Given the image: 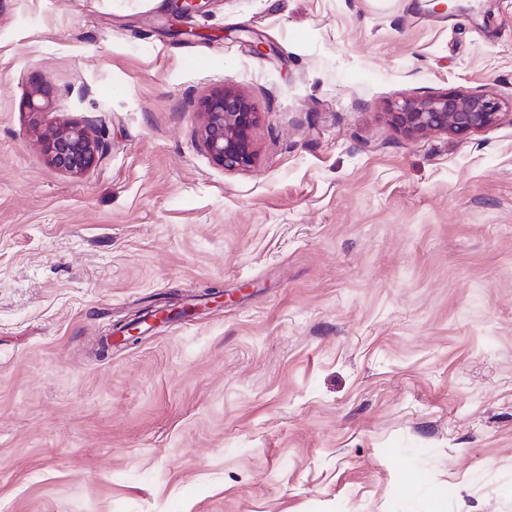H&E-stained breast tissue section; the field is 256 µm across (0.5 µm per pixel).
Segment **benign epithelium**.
I'll list each match as a JSON object with an SVG mask.
<instances>
[{
	"label": "benign epithelium",
	"mask_w": 512,
	"mask_h": 512,
	"mask_svg": "<svg viewBox=\"0 0 512 512\" xmlns=\"http://www.w3.org/2000/svg\"><path fill=\"white\" fill-rule=\"evenodd\" d=\"M212 0H171L173 11L192 15L202 13ZM23 107L38 115L51 111L50 92L33 81L23 93ZM205 120L201 139L211 159L226 170H241L256 161L253 129L258 113L249 99L231 83L212 92L202 103ZM512 101L504 102L481 92L453 91L424 97H410L391 113L395 126L407 137L430 132L467 136L497 123ZM43 151L55 168L79 175L94 166L104 155L103 137L91 134L86 127L64 122L43 140Z\"/></svg>",
	"instance_id": "7a95c632"
}]
</instances>
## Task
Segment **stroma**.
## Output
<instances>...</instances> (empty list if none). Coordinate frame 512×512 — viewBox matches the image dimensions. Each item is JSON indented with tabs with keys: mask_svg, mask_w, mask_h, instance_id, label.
<instances>
[{
	"mask_svg": "<svg viewBox=\"0 0 512 512\" xmlns=\"http://www.w3.org/2000/svg\"><path fill=\"white\" fill-rule=\"evenodd\" d=\"M442 2L0 0V512H512V118L390 117L511 99L512 0ZM227 81L244 170L200 138ZM22 102L27 112L33 115L52 112L50 92L36 80L25 89ZM205 120L201 139L215 164L225 170H241L256 161L253 129L258 114L249 99L231 83L212 92L202 103ZM507 114L512 116V100L506 103L481 92L453 91L407 98L390 115L400 132L413 138L430 132L467 136ZM43 151L53 167L79 175L102 158L106 146L103 136L92 135L78 123L64 122L44 138Z\"/></svg>",
	"mask_w": 512,
	"mask_h": 512,
	"instance_id": "obj_1",
	"label": "stroma"
}]
</instances>
